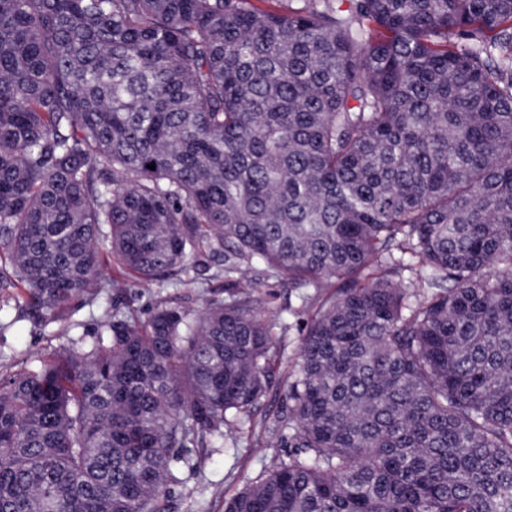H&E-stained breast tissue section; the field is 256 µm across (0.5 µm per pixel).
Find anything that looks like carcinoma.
Returning <instances> with one entry per match:
<instances>
[{"instance_id":"cac0c4a2","label":"carcinoma","mask_w":512,"mask_h":512,"mask_svg":"<svg viewBox=\"0 0 512 512\" xmlns=\"http://www.w3.org/2000/svg\"><path fill=\"white\" fill-rule=\"evenodd\" d=\"M3 266L107 306L0 372V512H172L277 391L224 512H512V0H0ZM214 266L334 288L286 389L252 283L132 307Z\"/></svg>"}]
</instances>
